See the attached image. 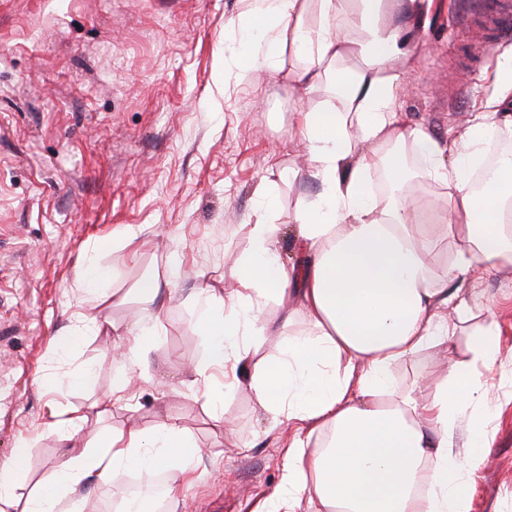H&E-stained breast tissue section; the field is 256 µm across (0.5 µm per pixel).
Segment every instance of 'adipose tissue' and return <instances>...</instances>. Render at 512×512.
<instances>
[{
	"label": "adipose tissue",
	"instance_id": "1",
	"mask_svg": "<svg viewBox=\"0 0 512 512\" xmlns=\"http://www.w3.org/2000/svg\"><path fill=\"white\" fill-rule=\"evenodd\" d=\"M430 0H257L240 40L238 78L288 70L311 96L334 92L341 109L299 111L297 131L321 184L302 198L293 221L307 254L302 275L280 264V227L269 220L277 201L263 193L249 252L231 270L235 291H204L201 327L206 356L198 371L215 420L223 391L217 368L241 371L266 412L287 413L297 431L285 451L283 486L264 512H470V473L484 458L487 420L479 368L498 359L494 315L467 327L483 291L474 267H512V158L474 188L473 175L491 145L512 132V62L498 69L479 113L448 143L404 123L397 91L410 56L413 24ZM265 36L253 44L254 30ZM455 157L442 166L444 154ZM448 191L441 235L442 265L430 260L433 240L411 198L410 163ZM283 324L302 316L306 330L289 338L273 361L253 353L270 327L269 303ZM452 308V318L441 311ZM467 335L469 356L449 358L439 378L420 376L393 402L391 368L441 340ZM469 442L458 450L457 433ZM197 454L172 422L154 428H103L27 495H20L29 450L19 442L0 462V512H85L90 481L111 483L127 472L167 471L166 496L177 502Z\"/></svg>",
	"mask_w": 512,
	"mask_h": 512
}]
</instances>
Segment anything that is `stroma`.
Instances as JSON below:
<instances>
[{
    "label": "stroma",
    "mask_w": 512,
    "mask_h": 512,
    "mask_svg": "<svg viewBox=\"0 0 512 512\" xmlns=\"http://www.w3.org/2000/svg\"><path fill=\"white\" fill-rule=\"evenodd\" d=\"M250 0H0V461L30 445L26 486L63 454L47 434L50 411L85 416L76 447L102 425L151 428L170 419L195 441L192 484L166 512H253L282 484L296 431L262 410L240 384L225 389L223 423L185 385L205 356L195 294L230 292L229 270L251 245L259 194L274 186L279 261L305 257L293 244L299 200L317 195L295 114L328 105L288 73L239 82V29ZM481 35L455 0H433L418 33L396 106L407 120L447 139L479 112L496 59L471 66L465 49ZM140 234L130 246L128 226ZM97 259L118 293L100 319L129 327L140 313L162 330L139 365L127 346L91 336L62 354L57 341L81 311L80 277ZM181 274L160 302L129 292L148 272ZM474 278L502 328L499 359L483 372L489 414L486 461L471 475V512H512V268L478 267ZM90 364L83 388L64 377ZM137 375L131 403L104 415L94 405L115 375ZM448 346L399 364V390L442 375ZM60 377L52 389L37 379Z\"/></svg>",
    "instance_id": "obj_1"
}]
</instances>
